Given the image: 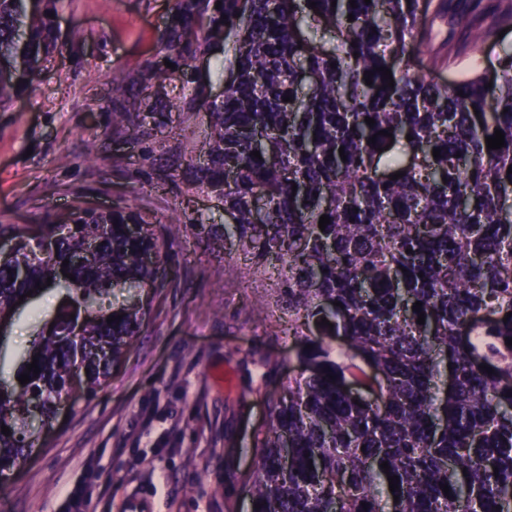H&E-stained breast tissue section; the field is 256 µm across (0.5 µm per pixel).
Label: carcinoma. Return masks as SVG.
I'll return each instance as SVG.
<instances>
[{
	"instance_id": "obj_1",
	"label": "carcinoma",
	"mask_w": 512,
	"mask_h": 512,
	"mask_svg": "<svg viewBox=\"0 0 512 512\" xmlns=\"http://www.w3.org/2000/svg\"><path fill=\"white\" fill-rule=\"evenodd\" d=\"M57 2L0 0V111L62 50L49 18ZM431 3L173 0L165 49L189 61L224 38V97L181 101L188 117H208L191 137L192 184L224 187L215 203L229 216L200 220L199 234L242 252L253 279L276 281L288 336L305 345L254 437L253 512H512V54L492 81L477 70L428 79L413 54ZM501 4L495 26L456 13L464 46L512 24V0ZM126 94L115 82L97 107L131 123L113 108ZM497 129L504 147L489 150ZM70 224L59 239L56 222L38 225L56 239L45 256L30 227L0 224L17 241L0 258V313L28 292L60 294L31 345L9 361L0 354V372L15 378L34 358L40 369L0 393L10 429L0 431V472L26 459L72 386L91 398L110 379L143 325L140 289L166 280L180 234L178 223L83 202ZM88 239L93 259L63 265ZM61 267L74 279L57 280ZM117 290L128 296L114 300ZM73 313L76 340L64 335Z\"/></svg>"
}]
</instances>
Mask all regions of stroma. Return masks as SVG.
Listing matches in <instances>:
<instances>
[{"instance_id": "35a3bbf8", "label": "stroma", "mask_w": 512, "mask_h": 512, "mask_svg": "<svg viewBox=\"0 0 512 512\" xmlns=\"http://www.w3.org/2000/svg\"><path fill=\"white\" fill-rule=\"evenodd\" d=\"M172 0H59L54 24L65 47L50 56L11 110L0 112V224L67 220L74 199L152 213L184 224L225 220L189 182L164 180L188 167L183 90L217 94L216 52L185 64L162 37ZM454 4L427 18L431 53L415 57L439 81L459 65L485 70L512 51V26L478 50L448 55ZM156 126L132 139L94 107L113 80L139 84L145 67ZM169 276L141 296L142 330L96 395L57 418L14 476L0 482V512H67L82 489L84 512H250L252 437L266 402L288 384L280 365L294 346L272 282H254L223 245L186 233L168 252Z\"/></svg>"}]
</instances>
